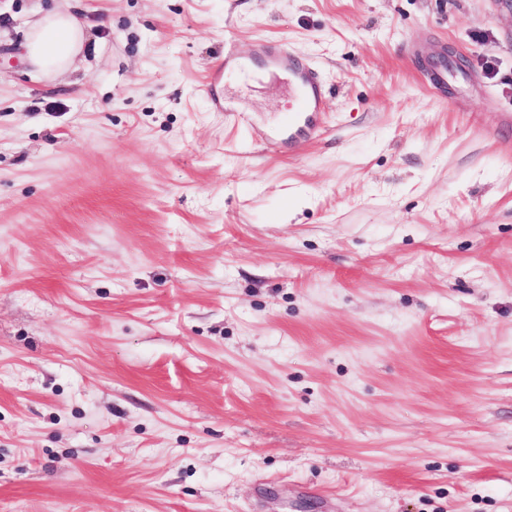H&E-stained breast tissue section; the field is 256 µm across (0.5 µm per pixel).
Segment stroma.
Instances as JSON below:
<instances>
[{
  "instance_id": "obj_1",
  "label": "stroma",
  "mask_w": 512,
  "mask_h": 512,
  "mask_svg": "<svg viewBox=\"0 0 512 512\" xmlns=\"http://www.w3.org/2000/svg\"><path fill=\"white\" fill-rule=\"evenodd\" d=\"M72 2L46 76L0 0V512H512V0ZM85 23L70 12H48L29 31L24 47L31 66L47 76L73 68L83 54ZM245 65V61L237 54L235 49L231 45L224 43V55L217 61L204 85V93L210 97L214 109L217 112H226L225 117L237 119L238 114L224 103L222 93L224 73L231 68L244 69ZM268 60L273 67L288 71L298 86L299 95L294 110L288 114V122L268 132L266 141L279 144L288 139V145L297 153L323 132L325 85L316 72L285 47L270 51Z\"/></svg>"
}]
</instances>
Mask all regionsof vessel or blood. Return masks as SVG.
<instances>
[{
  "mask_svg": "<svg viewBox=\"0 0 512 512\" xmlns=\"http://www.w3.org/2000/svg\"><path fill=\"white\" fill-rule=\"evenodd\" d=\"M268 60L273 67L288 71L298 86L299 95L294 110L288 114L287 123L268 132L266 140L271 144L285 142L293 151H302L323 132L325 85L316 72L287 48L280 47L270 51ZM244 66V60L235 49L225 46L223 57L217 61L204 85V92L210 97L216 111L222 112L226 109L222 93L225 71L231 68L241 69Z\"/></svg>",
  "mask_w": 512,
  "mask_h": 512,
  "instance_id": "vessel-or-blood-1",
  "label": "vessel or blood"
}]
</instances>
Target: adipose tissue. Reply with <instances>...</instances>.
<instances>
[{
	"label": "adipose tissue",
	"mask_w": 512,
	"mask_h": 512,
	"mask_svg": "<svg viewBox=\"0 0 512 512\" xmlns=\"http://www.w3.org/2000/svg\"><path fill=\"white\" fill-rule=\"evenodd\" d=\"M85 23L70 12L44 14L29 31L24 47L31 66L51 76L73 68L85 44Z\"/></svg>",
	"instance_id": "ef3b65f1"
}]
</instances>
